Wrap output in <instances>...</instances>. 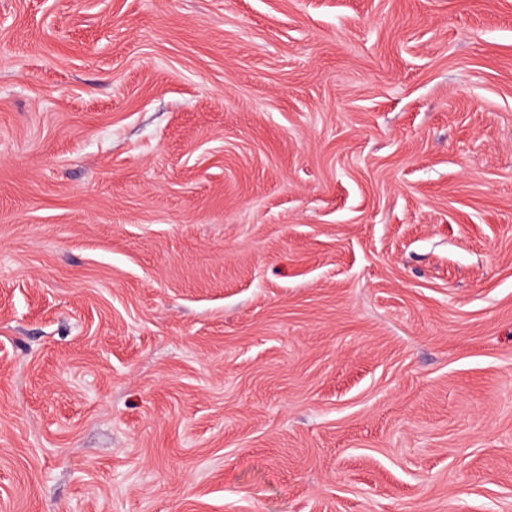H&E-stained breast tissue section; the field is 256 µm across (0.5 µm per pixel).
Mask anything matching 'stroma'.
Returning <instances> with one entry per match:
<instances>
[{
  "label": "stroma",
  "mask_w": 512,
  "mask_h": 512,
  "mask_svg": "<svg viewBox=\"0 0 512 512\" xmlns=\"http://www.w3.org/2000/svg\"><path fill=\"white\" fill-rule=\"evenodd\" d=\"M0 512H512V0H0Z\"/></svg>",
  "instance_id": "35a3bbf8"
}]
</instances>
